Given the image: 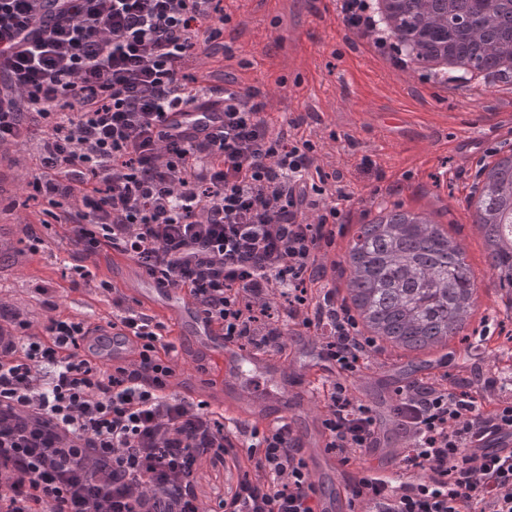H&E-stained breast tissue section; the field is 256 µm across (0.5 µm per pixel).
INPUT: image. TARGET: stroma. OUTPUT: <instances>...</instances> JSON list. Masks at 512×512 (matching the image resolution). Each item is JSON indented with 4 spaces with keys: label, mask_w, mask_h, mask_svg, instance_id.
<instances>
[{
    "label": "stroma",
    "mask_w": 512,
    "mask_h": 512,
    "mask_svg": "<svg viewBox=\"0 0 512 512\" xmlns=\"http://www.w3.org/2000/svg\"><path fill=\"white\" fill-rule=\"evenodd\" d=\"M224 11V77L266 93L272 129L294 121L318 140L331 199L350 221L379 203L422 200L464 234L460 205L512 129V81H408L348 29L339 0H224ZM42 210L22 183L0 195V225L14 240L0 253V291L37 316L40 289L52 288L62 315L98 318L111 305L75 288L73 255L30 251L27 228L65 232L44 229Z\"/></svg>",
    "instance_id": "obj_1"
}]
</instances>
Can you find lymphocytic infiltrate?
Masks as SVG:
<instances>
[{
    "mask_svg": "<svg viewBox=\"0 0 512 512\" xmlns=\"http://www.w3.org/2000/svg\"><path fill=\"white\" fill-rule=\"evenodd\" d=\"M373 4L341 9L384 50ZM229 20L223 0H0V148L40 129L39 173L24 189L53 208L74 253L134 259L187 289L241 347L284 351L293 324L359 371L380 348L325 281L347 217L318 201L315 143L272 130L259 89L204 101L186 80ZM218 104V133L190 140L165 123ZM97 291L138 344L116 365L84 351L100 323L60 315L53 289H41L36 320L0 293V512H317L287 425L251 432L242 465L223 413L171 387L179 363L163 325L108 281ZM324 410L332 448L371 447L373 411L344 382L329 383ZM393 413L417 482L384 512H512V455L468 453L512 431L511 399L483 408L469 382L443 374L397 390ZM207 461L243 471L215 507L195 485Z\"/></svg>",
    "mask_w": 512,
    "mask_h": 512,
    "instance_id": "f902f5d3",
    "label": "lymphocytic infiltrate"
}]
</instances>
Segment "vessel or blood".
<instances>
[{"mask_svg": "<svg viewBox=\"0 0 512 512\" xmlns=\"http://www.w3.org/2000/svg\"><path fill=\"white\" fill-rule=\"evenodd\" d=\"M223 122V112L203 113L192 108L166 116L167 125L179 127L188 136H204ZM134 293L143 312H161L180 342L203 351L217 367V374L203 379L191 392V399L219 406L234 429L265 431L278 422H288L318 489L319 512H368L366 501L355 495L359 485L383 483L396 493L414 483V475L398 463L408 443L397 430L389 407L375 409L377 439L366 451L367 462L345 458L330 448V435L323 425V385L334 380L336 365L325 352H318L315 361L301 366L295 356L284 351L245 350L225 339L222 326L204 313L185 289L142 275ZM100 333L114 357L130 355L133 338L128 328L106 325ZM470 451L510 455L512 434L502 432L472 443ZM383 455L392 456L393 464H381Z\"/></svg>", "mask_w": 512, "mask_h": 512, "instance_id": "1", "label": "vessel or blood"}]
</instances>
